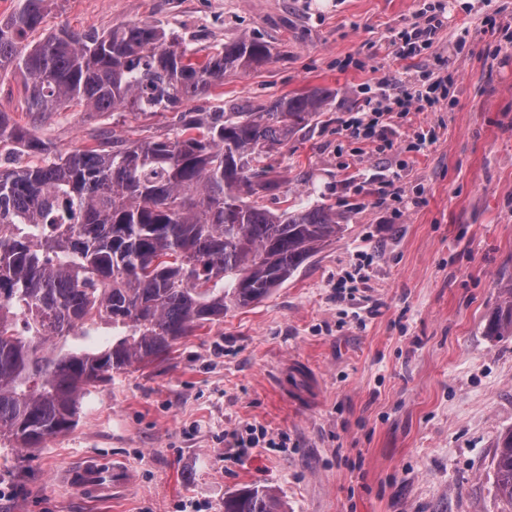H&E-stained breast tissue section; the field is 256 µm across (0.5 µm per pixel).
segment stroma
I'll list each match as a JSON object with an SVG mask.
<instances>
[{"instance_id":"35a3bbf8","label":"stroma","mask_w":512,"mask_h":512,"mask_svg":"<svg viewBox=\"0 0 512 512\" xmlns=\"http://www.w3.org/2000/svg\"><path fill=\"white\" fill-rule=\"evenodd\" d=\"M445 4L431 49L389 38ZM148 21L194 61L242 35L272 55L188 108L258 106L318 89L324 112L273 153L279 213L326 205L342 232L262 302L229 309L151 364L113 374L77 426L36 450L0 444V512H224L245 487L286 512H512L495 487L512 430V335L486 326L512 281V0H53L28 44L61 27ZM446 76L434 111L399 119L392 147L346 121L380 81ZM434 144L416 151L422 131ZM102 131L173 133L162 115L55 112L40 137L66 151ZM266 428L278 448L229 447ZM106 456L130 469L120 500L57 482Z\"/></svg>"}]
</instances>
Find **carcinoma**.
Returning <instances> with one entry per match:
<instances>
[{"instance_id":"obj_1","label":"carcinoma","mask_w":512,"mask_h":512,"mask_svg":"<svg viewBox=\"0 0 512 512\" xmlns=\"http://www.w3.org/2000/svg\"><path fill=\"white\" fill-rule=\"evenodd\" d=\"M50 0H21L0 23V74L24 78L34 118L87 112H172L173 137L112 138L62 152L0 110V149L19 144L37 162L0 169V439L27 450L73 430L90 389L172 345L231 306L268 298L343 230L330 206L273 213L250 197L279 189L263 165L324 111L320 90L231 112L182 110L224 75L268 61L241 37L202 62L149 22L99 34L60 29L18 44ZM486 327L512 335V284ZM112 337L69 350L50 340ZM496 490L512 504V431L496 452ZM224 512H283L271 487L224 499Z\"/></svg>"}]
</instances>
